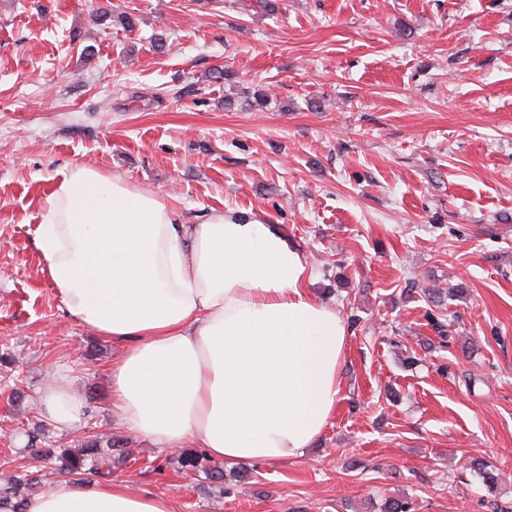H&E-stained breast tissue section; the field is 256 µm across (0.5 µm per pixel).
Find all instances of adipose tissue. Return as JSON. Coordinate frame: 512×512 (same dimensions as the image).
Instances as JSON below:
<instances>
[{
    "mask_svg": "<svg viewBox=\"0 0 512 512\" xmlns=\"http://www.w3.org/2000/svg\"><path fill=\"white\" fill-rule=\"evenodd\" d=\"M35 244L65 311L121 347L112 409L137 437L186 443L230 464L288 461L325 430L339 399L347 327L306 290L312 267L253 210L179 216L155 193L75 165L58 173ZM55 367L43 394L58 428L84 403ZM26 512H176L126 482L63 478Z\"/></svg>",
    "mask_w": 512,
    "mask_h": 512,
    "instance_id": "adipose-tissue-1",
    "label": "adipose tissue"
}]
</instances>
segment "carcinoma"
Masks as SVG:
<instances>
[{
    "label": "carcinoma",
    "mask_w": 512,
    "mask_h": 512,
    "mask_svg": "<svg viewBox=\"0 0 512 512\" xmlns=\"http://www.w3.org/2000/svg\"><path fill=\"white\" fill-rule=\"evenodd\" d=\"M30 446L32 456L37 461L56 464L59 472L89 481L94 477L109 475L112 465H122L129 458V453L123 449L116 455L112 454L115 444L110 436H88L73 448H38L34 440ZM469 465L479 474L487 488L497 485V475L493 467L479 458L470 459ZM40 487L42 481L36 472L22 467L15 469V474L10 477L7 486L0 487V512H25L27 499Z\"/></svg>",
    "instance_id": "cac0c4a2"
}]
</instances>
